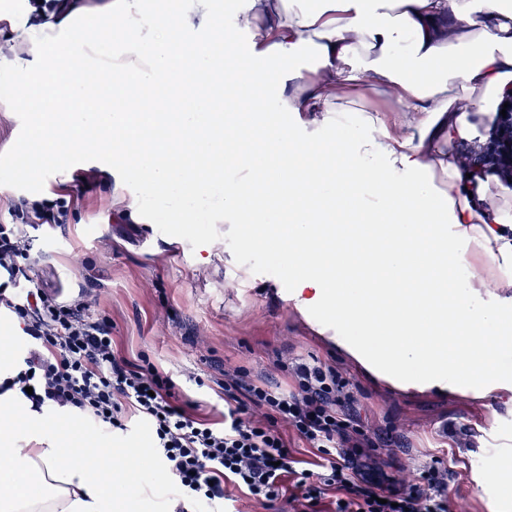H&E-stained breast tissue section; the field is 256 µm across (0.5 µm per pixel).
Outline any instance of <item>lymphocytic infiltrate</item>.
<instances>
[{
  "instance_id": "f902f5d3",
  "label": "lymphocytic infiltrate",
  "mask_w": 512,
  "mask_h": 512,
  "mask_svg": "<svg viewBox=\"0 0 512 512\" xmlns=\"http://www.w3.org/2000/svg\"><path fill=\"white\" fill-rule=\"evenodd\" d=\"M69 205L62 194L25 201L0 221V312L26 338L14 371L0 378L1 395L14 394L32 412H69L107 431H128L135 419L148 424L154 451L175 479L177 512H217L228 482L275 507L287 474L301 492L298 512H318L330 496L335 512H449L438 466L411 481L365 469L374 443L353 412L348 380L334 368L300 365L287 392L264 380L218 381L224 418L213 422L180 399L168 373L115 353L111 322L92 317L85 296L60 298L31 276L28 228L61 226ZM286 427L314 449V468L295 457Z\"/></svg>"
}]
</instances>
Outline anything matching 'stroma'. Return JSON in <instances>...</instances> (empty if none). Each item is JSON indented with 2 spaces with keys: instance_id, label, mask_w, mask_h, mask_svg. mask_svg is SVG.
Instances as JSON below:
<instances>
[{
  "instance_id": "obj_1",
  "label": "stroma",
  "mask_w": 512,
  "mask_h": 512,
  "mask_svg": "<svg viewBox=\"0 0 512 512\" xmlns=\"http://www.w3.org/2000/svg\"><path fill=\"white\" fill-rule=\"evenodd\" d=\"M58 164L70 166L67 177L51 180L40 170L21 182L0 172V214L22 198L74 194L64 226L30 229L32 276L69 296L90 294L92 313L111 322L121 355L148 358L171 375L182 400L214 421L224 412L213 391L218 371H243L286 390L292 380L280 362L333 367L349 380L355 411L377 443L371 467L409 479L438 462L448 470L450 512H512V498L483 466L490 455L512 463V391L474 402L441 383L393 386L281 293L276 247L253 249L234 225L198 221L202 210L220 214L217 195H150L141 215L123 219L118 199L141 188L115 180L111 158L63 157Z\"/></svg>"
}]
</instances>
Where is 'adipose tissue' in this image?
Wrapping results in <instances>:
<instances>
[{"mask_svg":"<svg viewBox=\"0 0 512 512\" xmlns=\"http://www.w3.org/2000/svg\"><path fill=\"white\" fill-rule=\"evenodd\" d=\"M223 13L222 0H72L58 25L99 59L97 89L83 91L80 61L48 51L40 25L0 43V71L35 140L86 154L121 143L113 172L147 191L205 190L221 174L225 222L248 245L276 244L303 302L330 305L387 367L493 375L512 328L497 303L471 299L512 295V278L452 273L472 252L511 261L512 239L450 147L512 86V0H233L247 44L231 68L211 38ZM186 79L223 90L224 107L185 99L191 133L173 143L163 91ZM111 84L141 92L109 107ZM368 90L398 120L367 115ZM22 408L0 399V512H137L138 486L91 466L112 446L65 412L19 431Z\"/></svg>","mask_w":512,"mask_h":512,"instance_id":"ef3b65f1","label":"adipose tissue"}]
</instances>
